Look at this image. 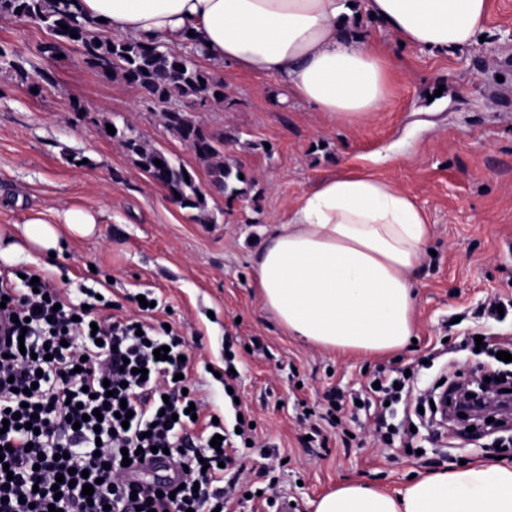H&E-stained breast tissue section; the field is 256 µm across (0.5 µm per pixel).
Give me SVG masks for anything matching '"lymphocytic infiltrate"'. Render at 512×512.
<instances>
[{
	"label": "lymphocytic infiltrate",
	"instance_id": "lymphocytic-infiltrate-1",
	"mask_svg": "<svg viewBox=\"0 0 512 512\" xmlns=\"http://www.w3.org/2000/svg\"><path fill=\"white\" fill-rule=\"evenodd\" d=\"M84 294L72 298L30 269L19 282L0 273L9 340L0 346V420L10 423L0 434V459L9 465L0 469V512H226L235 487L225 484L224 469L236 450L223 424H209L199 447L187 433V409L202 399L186 377V337L151 322L152 307L122 317L95 289ZM164 346L167 359H156ZM376 379L358 399L374 414L377 443L389 446L391 405L420 399L413 377ZM124 407L132 413L126 423L117 416ZM144 460L168 475L135 477Z\"/></svg>",
	"mask_w": 512,
	"mask_h": 512
}]
</instances>
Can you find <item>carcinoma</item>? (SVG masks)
<instances>
[{"label": "carcinoma", "instance_id": "1", "mask_svg": "<svg viewBox=\"0 0 512 512\" xmlns=\"http://www.w3.org/2000/svg\"><path fill=\"white\" fill-rule=\"evenodd\" d=\"M0 14L30 19L45 27L54 42L43 47V52L55 54L63 44L78 47L85 65L95 71L138 87L146 98L160 108L166 129L182 142L207 168L209 184L228 197L244 194L239 184V166L220 158L224 138L209 133L185 110L169 105L174 96L192 103L205 104L206 100L224 103V83L198 64L200 50L197 45L185 46V52L169 50L161 42H139L133 39L100 34L103 22H90L76 9L72 0H0ZM68 29L61 28V25ZM77 37H71V33ZM115 133L106 134L119 140L127 154L150 173L155 184L165 189L181 208L193 212V220L210 223L207 200L195 175L168 152L144 140L133 127L114 126ZM161 161L156 166L155 161Z\"/></svg>", "mask_w": 512, "mask_h": 512}]
</instances>
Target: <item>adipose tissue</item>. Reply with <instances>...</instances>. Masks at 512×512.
I'll return each instance as SVG.
<instances>
[{"label": "adipose tissue", "instance_id": "1", "mask_svg": "<svg viewBox=\"0 0 512 512\" xmlns=\"http://www.w3.org/2000/svg\"><path fill=\"white\" fill-rule=\"evenodd\" d=\"M91 20L137 41L194 39L208 61L275 78L284 99L352 124L389 102L391 65L356 29L374 15L397 40L435 55L477 42L488 0H78ZM99 217L81 206L58 224L29 211L0 233V261L62 252L92 236ZM428 216L394 180L351 168L322 180L261 231L254 286L288 335L325 350L378 355L415 331L417 269ZM315 512H512V465L468 464L417 478L394 494L339 483Z\"/></svg>", "mask_w": 512, "mask_h": 512}]
</instances>
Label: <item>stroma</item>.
Returning <instances> with one entry per match:
<instances>
[{"label": "stroma", "instance_id": "1", "mask_svg": "<svg viewBox=\"0 0 512 512\" xmlns=\"http://www.w3.org/2000/svg\"><path fill=\"white\" fill-rule=\"evenodd\" d=\"M358 29L393 68L386 110L359 125L332 126L301 102L279 101L274 78L203 62L226 98L189 112L215 136L238 134L224 157L244 172L246 192L207 191L213 221L199 224L102 131L107 121L131 125L207 183L205 167L166 130L156 106L88 68L75 46L58 57L42 53L51 39L44 27L0 15V52L11 62L0 69V229L32 209L53 223L72 205L99 214L95 237L27 268L47 270L74 297L95 288L123 305L154 292L158 319L191 345L190 378L206 384L205 413H223L231 425L240 411L255 424L264 447L240 449L244 481L255 488L276 480L293 512H314L319 495L347 480L396 492L463 461L512 464V422L471 432L452 422L439 439L427 419L398 404L389 421L401 440L380 448L369 435L372 413L346 408L335 429L321 418L327 393L351 398L377 370H412L424 394L442 368L461 381L491 362L490 351H472L471 333L512 339V312L499 321L480 315L490 299L512 300V0H489L484 41L445 54L400 45L367 15ZM388 149L394 157L380 173L427 210L432 232L415 273L416 343L378 357L308 346L279 327L253 286L259 230L318 181ZM228 347L236 409L211 375L223 370ZM339 431L352 441L320 448L316 434Z\"/></svg>", "mask_w": 512, "mask_h": 512}]
</instances>
